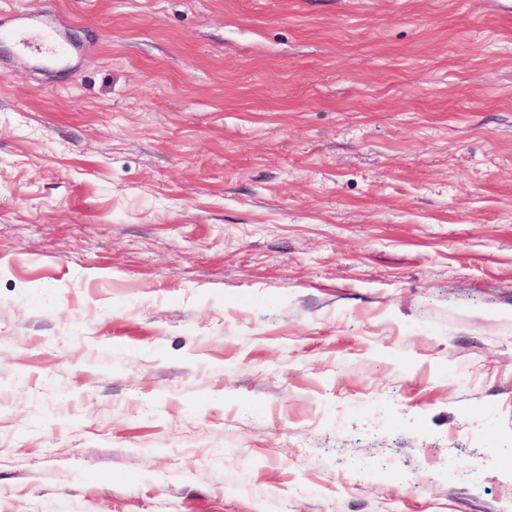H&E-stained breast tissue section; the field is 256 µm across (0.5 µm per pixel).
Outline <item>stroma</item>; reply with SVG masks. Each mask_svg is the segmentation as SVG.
Wrapping results in <instances>:
<instances>
[{
  "instance_id": "1",
  "label": "stroma",
  "mask_w": 512,
  "mask_h": 512,
  "mask_svg": "<svg viewBox=\"0 0 512 512\" xmlns=\"http://www.w3.org/2000/svg\"><path fill=\"white\" fill-rule=\"evenodd\" d=\"M49 7L65 63L0 39V512H512V0Z\"/></svg>"
}]
</instances>
